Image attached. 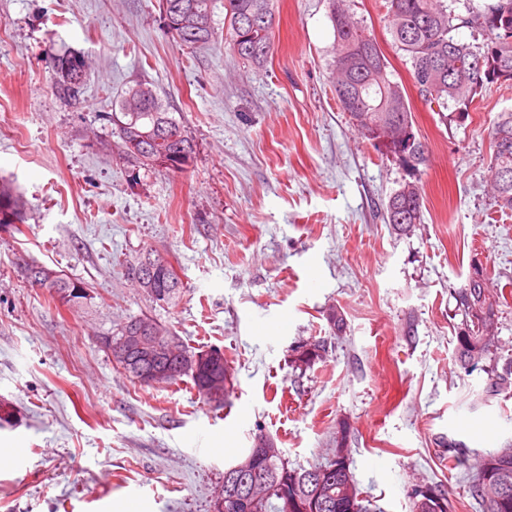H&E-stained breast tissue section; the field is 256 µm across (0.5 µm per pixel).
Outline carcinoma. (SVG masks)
I'll return each instance as SVG.
<instances>
[{"mask_svg": "<svg viewBox=\"0 0 512 512\" xmlns=\"http://www.w3.org/2000/svg\"><path fill=\"white\" fill-rule=\"evenodd\" d=\"M352 0H331L330 20L334 30L332 60L333 85L341 109L347 112L359 128L365 141L378 153L392 157L411 172L419 171L426 163L428 151L420 152L410 165L399 156L398 138L414 129V118L406 94L399 82L392 80L389 62L376 38L362 23L356 21ZM159 10L181 15L191 12L200 17L201 26L179 28L169 34L181 47L198 49L218 40L215 27V0H158ZM385 19L398 50L411 66V75L419 96L436 112L448 111L452 101L462 112L474 102L477 91L486 84L512 80V0H491L482 6H467L466 14L441 4V0H384ZM273 0H224V47L234 57L261 64L273 46ZM459 27H468L482 34L483 42L461 43L452 35ZM482 60L484 67L498 75L496 79L478 80V71L470 63ZM50 69L57 77L56 92L73 101L78 100L81 87H73L68 78L85 73L80 55L65 50L51 58ZM155 91L145 83H136L122 92L119 100L121 118L117 119L115 147L118 154L129 159L126 152L130 136L146 134L142 142L146 150L135 159L138 168L162 166L160 157L171 153L173 164L165 166L171 172H184L193 161L194 144L185 125L173 113L151 110ZM140 100L135 111L126 109L129 100ZM173 126L180 129L174 141L156 142ZM493 155L491 157L492 189L495 206L503 213L512 212V112H502L491 128ZM386 223L405 232L423 219V196L419 180L404 182L389 196L384 206ZM25 222V203L22 197L6 186H0V226ZM24 276L31 286L47 288L64 305L79 306L88 300L87 285L35 262L23 266ZM478 281L473 283V276ZM468 282L455 292L457 312L462 322L456 333V361L466 374L485 370L488 374L486 392L493 395L512 392V356L502 370L484 369V363L495 353L496 303L487 294L486 273L475 271ZM139 287L152 296L161 291L167 297L154 299L172 308L179 304L185 286L180 276L157 274L145 279ZM154 322L163 332L172 329L153 318L133 316L120 324L117 335L142 322ZM326 351L323 340H315L296 352L294 367L300 370L313 366ZM188 378L192 387L207 402L216 397L226 400L230 393L229 365L221 356L212 365H203L199 372L169 374L157 384L177 385ZM448 458L457 467L468 465L469 452L461 441L448 440ZM246 458L254 467L267 474L265 493L252 512H376L377 506L363 495L351 469L347 436L336 437L331 456L309 466L292 465L282 455L260 458L250 448ZM469 493L475 502V512H512V447L499 448L484 456L477 469L469 474ZM288 486L292 497L283 500L277 492L280 485ZM412 512H448V498L439 485H430L416 493L411 502Z\"/></svg>", "mask_w": 512, "mask_h": 512, "instance_id": "carcinoma-1", "label": "carcinoma"}]
</instances>
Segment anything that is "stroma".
<instances>
[{
  "instance_id": "35a3bbf8",
  "label": "stroma",
  "mask_w": 512,
  "mask_h": 512,
  "mask_svg": "<svg viewBox=\"0 0 512 512\" xmlns=\"http://www.w3.org/2000/svg\"><path fill=\"white\" fill-rule=\"evenodd\" d=\"M274 10L271 55L245 65L220 43L176 45L157 0H0V180L26 204L19 229H0V399L17 422L0 428L12 452L0 512H214L255 434L305 466L342 431L382 512H410L412 489L431 483L451 512H472L447 441L474 460L512 444V396L484 398L485 374L456 363L454 299L480 260L498 352L512 356V213L495 211L489 168L512 84L483 88L467 115L431 112L380 0H355L428 148L424 221L403 235L382 205L409 173L336 102L329 0ZM67 49L85 63L75 102L55 94L45 64ZM138 82L187 127L185 172L113 154L117 97ZM146 247L186 286L176 308L128 278ZM32 261L84 282L91 301L70 308L31 287L21 267ZM141 313L222 348L230 407L188 380L144 387L117 370L98 339ZM320 338L324 359L296 374V346Z\"/></svg>"
}]
</instances>
